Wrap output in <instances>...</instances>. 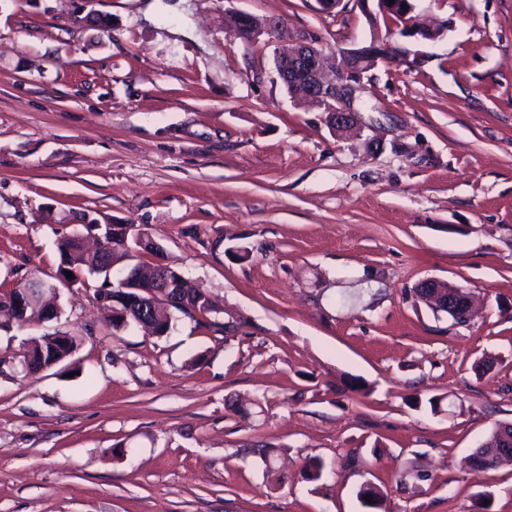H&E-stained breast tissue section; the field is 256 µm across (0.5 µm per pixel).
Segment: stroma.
Segmentation results:
<instances>
[{
  "label": "stroma",
  "instance_id": "stroma-1",
  "mask_svg": "<svg viewBox=\"0 0 512 512\" xmlns=\"http://www.w3.org/2000/svg\"><path fill=\"white\" fill-rule=\"evenodd\" d=\"M228 5L328 54L399 37L356 0H0V290L131 224L220 308L116 333L72 283L56 320L0 317V512H363L366 483L381 512H512V463L467 465L512 422V0H418L444 36L371 71L358 137ZM54 332L71 358L14 365ZM418 297L446 311L458 322H466L473 314L472 296L464 289L436 281H423Z\"/></svg>",
  "mask_w": 512,
  "mask_h": 512
}]
</instances>
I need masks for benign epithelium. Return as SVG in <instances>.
I'll return each instance as SVG.
<instances>
[{"instance_id": "1", "label": "benign epithelium", "mask_w": 512, "mask_h": 512, "mask_svg": "<svg viewBox=\"0 0 512 512\" xmlns=\"http://www.w3.org/2000/svg\"><path fill=\"white\" fill-rule=\"evenodd\" d=\"M358 4L373 25L379 16L386 18L397 12L409 15L415 9L414 0H358ZM280 27V22L264 19L259 28L251 31L252 41L258 43L266 38L271 39L278 34ZM404 37H419L435 42L441 35L437 28L411 25L404 30ZM341 53V68L327 65L317 37L304 31L277 51L275 67L280 80L288 83L290 94L300 96L326 113L333 131L346 133L359 129L357 102L365 90L364 79L367 74L381 63L408 61L411 51L398 41L374 35L368 41L341 50ZM159 268L164 275V285L162 290L148 293L149 304L153 308L167 301L162 292L184 283L180 273L170 274L163 264ZM56 291L55 284L33 278L22 286L10 289L6 294L0 293V312L24 316L31 309L42 308L45 315L51 316L56 310L45 308L46 296ZM418 297L447 312L458 322H466L472 317V296L462 288L427 280L419 285ZM475 455L486 459L492 466L502 460L511 461L512 422L497 424L492 431L490 449L480 448Z\"/></svg>"}]
</instances>
